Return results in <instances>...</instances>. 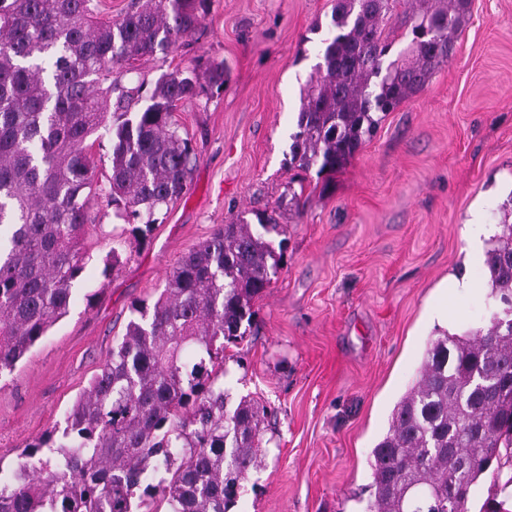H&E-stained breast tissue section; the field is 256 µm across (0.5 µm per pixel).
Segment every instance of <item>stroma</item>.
Here are the masks:
<instances>
[{"label":"stroma","instance_id":"35a3bbf8","mask_svg":"<svg viewBox=\"0 0 512 512\" xmlns=\"http://www.w3.org/2000/svg\"><path fill=\"white\" fill-rule=\"evenodd\" d=\"M335 0H211L199 31L134 63V79L203 58L223 64L221 91L178 104L197 157L186 191L146 241L134 239L105 192L84 239V271L67 316L0 376V475L56 429L132 317L178 261L237 214L273 211L284 232L276 276L243 340L224 347L232 401L267 406L262 464L232 512H368L370 453L442 330L487 328L489 293L431 305L448 276H480L462 229L512 224V0H471L454 55L418 96L330 181L288 165L301 97L331 28ZM118 254L117 267L104 265Z\"/></svg>","mask_w":512,"mask_h":512}]
</instances>
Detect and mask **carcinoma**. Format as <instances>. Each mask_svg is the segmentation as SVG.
Returning <instances> with one entry per match:
<instances>
[{"instance_id": "carcinoma-1", "label": "carcinoma", "mask_w": 512, "mask_h": 512, "mask_svg": "<svg viewBox=\"0 0 512 512\" xmlns=\"http://www.w3.org/2000/svg\"><path fill=\"white\" fill-rule=\"evenodd\" d=\"M209 5L129 0L112 19L100 0H0V376L69 313L97 186L88 138L112 131L108 198L138 239L185 190L196 157L173 112L223 89L224 65H209L205 85L177 68L149 95L123 81L132 61L176 49ZM469 10L470 0H336L289 164L341 171L381 116L448 63ZM398 38L406 55L391 60ZM255 218L261 231L237 217L179 261L153 303L133 304L62 434L27 445L0 483V512H141L156 499L168 512H230L261 464L265 410L247 398L229 408L213 373L279 266L266 236L281 225ZM485 266L500 308L479 334L430 342L372 450L369 512H469L487 473L503 498L480 512H512V224Z\"/></svg>"}]
</instances>
